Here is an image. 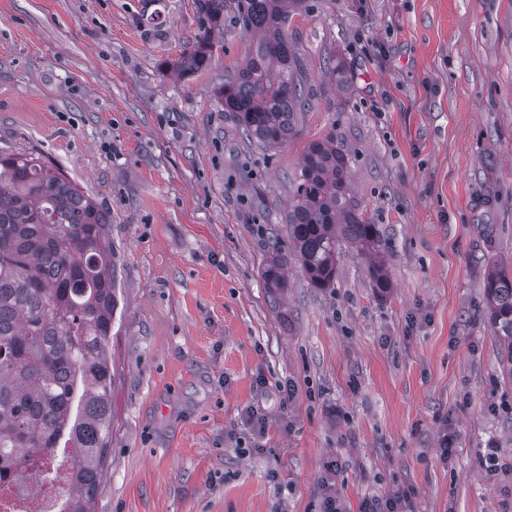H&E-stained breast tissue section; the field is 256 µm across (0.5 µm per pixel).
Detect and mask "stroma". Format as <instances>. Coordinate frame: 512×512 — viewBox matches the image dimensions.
I'll use <instances>...</instances> for the list:
<instances>
[{"label": "stroma", "mask_w": 512, "mask_h": 512, "mask_svg": "<svg viewBox=\"0 0 512 512\" xmlns=\"http://www.w3.org/2000/svg\"><path fill=\"white\" fill-rule=\"evenodd\" d=\"M198 32L194 0H0V151L112 215L117 379L92 512H320L326 483L347 512L396 490L411 512H512V380L483 288L490 261L512 266V0H305L288 36L307 104L276 149L244 143L214 95L247 54L239 30L209 69L169 68ZM331 134L387 295L347 244L329 288L293 259L283 291L261 277L290 249L304 150Z\"/></svg>", "instance_id": "35a3bbf8"}]
</instances>
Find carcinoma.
I'll return each instance as SVG.
<instances>
[{"label": "carcinoma", "instance_id": "cac0c4a2", "mask_svg": "<svg viewBox=\"0 0 512 512\" xmlns=\"http://www.w3.org/2000/svg\"><path fill=\"white\" fill-rule=\"evenodd\" d=\"M304 0H195L200 30L173 66L210 68L214 35L224 21L249 38L243 66L224 74L216 95L243 139L280 147L297 133L306 104L290 14ZM111 213L59 170L25 153L0 152V472L25 473L31 451L75 448L67 512H89L112 443L114 373L106 347L116 307ZM294 256L314 288L336 281L338 250L349 244L369 259L380 294L391 281L377 256V225L364 217L336 137L309 143L292 183L286 215ZM288 255L275 253L262 272L266 287H285ZM489 320L512 378V273L493 263L484 283ZM81 412L72 416L76 395Z\"/></svg>", "mask_w": 512, "mask_h": 512}]
</instances>
